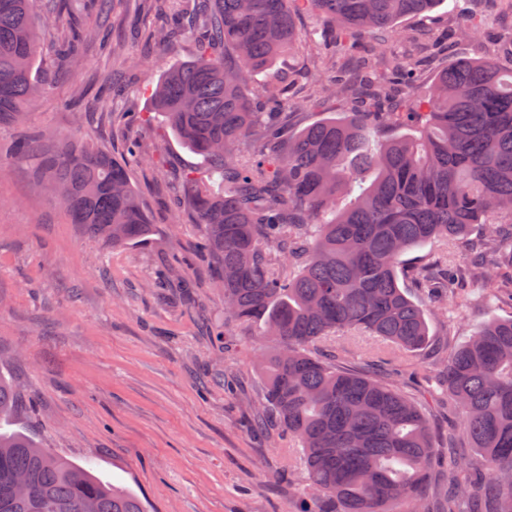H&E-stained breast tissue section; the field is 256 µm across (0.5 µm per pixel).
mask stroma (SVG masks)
<instances>
[{
	"label": "stroma",
	"mask_w": 512,
	"mask_h": 512,
	"mask_svg": "<svg viewBox=\"0 0 512 512\" xmlns=\"http://www.w3.org/2000/svg\"><path fill=\"white\" fill-rule=\"evenodd\" d=\"M467 8L484 19L480 36L462 28ZM154 24L143 0H121L107 19V45L76 43L71 63L43 54L46 94L23 124L0 126V144L50 131L126 162L153 224L146 245L113 246L68 223L59 199L36 187L41 149L0 170V374L20 399L14 422L43 447L134 491L148 512H306L305 472L291 441L277 426L252 427L263 389L257 329L225 323L224 291L200 250L202 229L172 213L174 173L203 159L178 145L157 114L134 136L138 151L130 149V112L150 113L162 71L195 52L191 37L171 59L131 41L132 31ZM360 50L415 59L425 95L454 59L494 52L512 65V6L441 0L424 17L399 21L386 45L368 37ZM131 54L141 57L139 70L113 97L101 96L100 83ZM322 65L311 47L280 61L277 74L301 100L314 95ZM505 288L492 280L458 313L432 312L435 346L511 317ZM346 349L350 366L398 380L437 438L459 426L431 389L435 359L380 365L379 343L365 336Z\"/></svg>",
	"instance_id": "1"
}]
</instances>
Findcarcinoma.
Wrapping results in <instances>:
<instances>
[{
	"instance_id": "carcinoma-1",
	"label": "carcinoma",
	"mask_w": 512,
	"mask_h": 512,
	"mask_svg": "<svg viewBox=\"0 0 512 512\" xmlns=\"http://www.w3.org/2000/svg\"><path fill=\"white\" fill-rule=\"evenodd\" d=\"M159 55L203 30L196 57L171 64L152 93L176 141L204 166L181 175L174 211L203 228L202 248L224 284L225 319L261 321L263 400L294 442L312 512H429L426 490L439 447L418 402L396 383L315 351L352 336L419 356L428 313L400 284L402 257L464 238L477 225V255L441 250L414 268L438 305L471 300L463 270L491 278L512 269V67L457 59L425 96L414 64L390 60L391 78L370 84L374 62L321 82L355 112L318 119L293 135L278 119L293 107L288 84L262 89L254 74L306 43L293 15L332 24L323 45L348 60L359 38L384 39L399 20L440 0H153ZM33 0H0V124L38 102L40 41ZM48 24L80 36L60 6ZM37 182L60 199L68 222L135 245L153 232L126 164L84 143L43 154ZM462 436L476 455L448 450L444 512H512V319H493L459 346L446 345L439 376ZM18 395L0 375V512H146L141 498L66 460L5 423Z\"/></svg>"
}]
</instances>
